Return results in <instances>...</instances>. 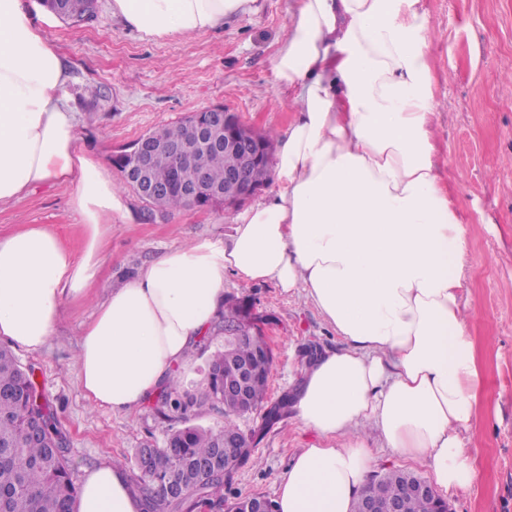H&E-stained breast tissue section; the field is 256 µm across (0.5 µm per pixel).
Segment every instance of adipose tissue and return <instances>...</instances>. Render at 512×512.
<instances>
[{
    "label": "adipose tissue",
    "instance_id": "1",
    "mask_svg": "<svg viewBox=\"0 0 512 512\" xmlns=\"http://www.w3.org/2000/svg\"><path fill=\"white\" fill-rule=\"evenodd\" d=\"M258 0H112L148 37H192ZM423 0H298L275 68L295 114L276 141V187L229 241L169 249L94 304L76 369L91 405L127 413L173 377L224 307V276L303 294L342 339L303 371L294 405L317 444L281 479L277 512H351L372 441L425 465L440 491L478 478L464 435L481 375L461 289L470 230L436 153ZM68 73L28 0H0V203L70 182L80 250L42 224L0 237V340L39 352L65 302L85 304L116 182L77 148ZM127 475L84 471L73 512H141Z\"/></svg>",
    "mask_w": 512,
    "mask_h": 512
}]
</instances>
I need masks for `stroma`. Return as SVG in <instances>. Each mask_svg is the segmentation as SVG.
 <instances>
[{"mask_svg":"<svg viewBox=\"0 0 512 512\" xmlns=\"http://www.w3.org/2000/svg\"><path fill=\"white\" fill-rule=\"evenodd\" d=\"M112 0H96V16L78 26L45 21L39 0L32 19L68 68L64 94L78 116L77 147L102 161L150 130L188 113L224 106L265 132L284 130L294 114L274 69L297 0H259L257 12L225 21L191 38L147 37L112 16ZM431 20L428 53L436 74L438 160L454 186L461 220L471 225L462 300L470 313L482 386L466 444L478 479L447 495L451 512H512V0H424ZM75 187H35L0 204V236L21 224H43L71 247L80 245ZM126 223L113 225L95 300L119 287L126 269L199 239L227 240L234 211L186 208L153 223L132 190ZM226 299L248 298L273 350L267 400L294 393L310 348L325 351L340 339L303 296L271 282L224 277ZM90 307L64 305L55 331L36 354L19 352L33 368L66 433L73 477L107 461L130 470L138 449L161 445L168 429L160 395L129 413L91 406L76 376L78 343ZM224 338L208 332L193 345L176 377L197 396L190 422L214 427L221 407L200 400L207 364ZM262 412L240 421L264 426L254 463L237 471L233 490L275 498L292 456L315 443L294 415L263 425Z\"/></svg>","mask_w":512,"mask_h":512,"instance_id":"1","label":"stroma"}]
</instances>
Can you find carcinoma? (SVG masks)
<instances>
[{"mask_svg": "<svg viewBox=\"0 0 512 512\" xmlns=\"http://www.w3.org/2000/svg\"><path fill=\"white\" fill-rule=\"evenodd\" d=\"M57 17L72 24L90 20L95 14V0H41ZM265 145L248 178L266 186L273 174L275 133L258 134ZM238 156L224 148V138L196 148L184 163V173L191 177L202 173L206 182L193 199L173 185V166L166 159L158 161L149 181L167 188L152 205L144 207L143 219L155 220L184 207L211 205L210 190L224 188V174L236 167ZM249 301H230L224 317L217 324L220 332L237 326L243 335L216 352L208 363L207 386L203 397L224 407V424L217 428L188 425L170 432L162 447L154 449L151 461L138 449L132 468L135 489L144 497V512H196L202 506L210 512H224L225 494L233 479L206 467L207 461L224 454V438L250 434L261 438L263 428L243 430L237 424L241 405L224 394V373L231 364H247L252 372L247 392L253 409L264 406L272 351L266 336L251 321ZM175 381L168 393V412L187 418L192 402L179 392ZM68 447L57 426L46 397L39 391L33 372L23 368L13 352L0 346V512H70L79 489L73 481L68 462ZM406 476L415 473L390 470L375 478L385 485L389 495H398ZM402 512H433V504L417 496L402 500Z\"/></svg>", "mask_w": 512, "mask_h": 512, "instance_id": "1", "label": "carcinoma"}]
</instances>
